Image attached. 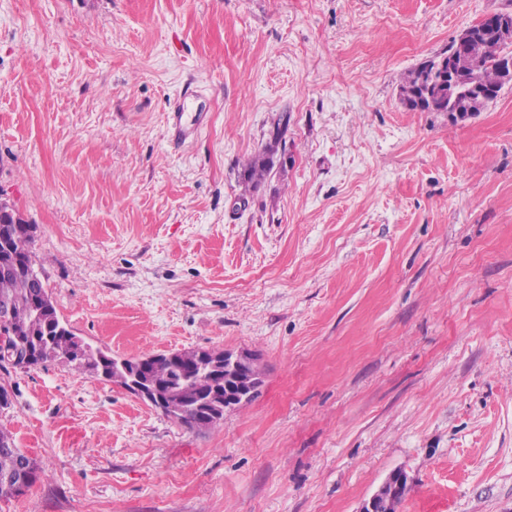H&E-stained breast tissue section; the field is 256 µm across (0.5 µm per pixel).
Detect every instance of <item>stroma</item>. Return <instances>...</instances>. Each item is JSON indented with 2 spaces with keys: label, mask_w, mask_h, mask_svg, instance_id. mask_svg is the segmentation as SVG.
<instances>
[{
  "label": "stroma",
  "mask_w": 512,
  "mask_h": 512,
  "mask_svg": "<svg viewBox=\"0 0 512 512\" xmlns=\"http://www.w3.org/2000/svg\"><path fill=\"white\" fill-rule=\"evenodd\" d=\"M497 12L0 0V198L61 320L123 357L247 351L263 379L197 430L59 361L0 367L42 470L0 512H359L397 470L399 512H512V85L463 119L398 98ZM271 165L272 161L270 158L264 155L255 156L252 160L247 162L241 175L243 194L250 193L251 190L258 188L269 174Z\"/></svg>",
  "instance_id": "obj_1"
}]
</instances>
